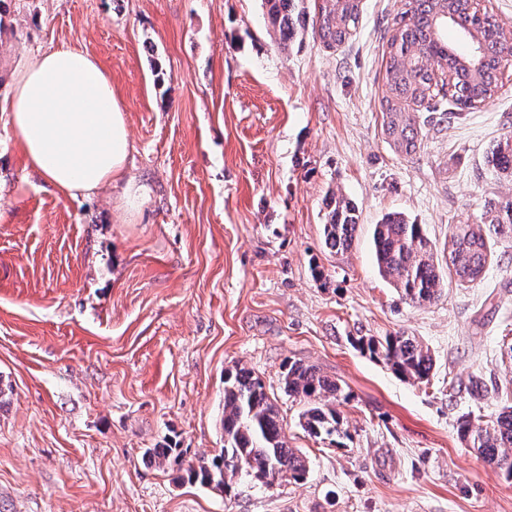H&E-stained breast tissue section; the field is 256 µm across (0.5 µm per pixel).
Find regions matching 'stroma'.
<instances>
[{
  "mask_svg": "<svg viewBox=\"0 0 512 512\" xmlns=\"http://www.w3.org/2000/svg\"><path fill=\"white\" fill-rule=\"evenodd\" d=\"M283 44L264 0H13L0 19V512H512V483L466 448L458 416L512 401V242L480 280L411 306L377 270L372 229L403 213L437 245L512 195L489 148L512 134V66L489 104L422 140L383 132L384 53L405 0H361L350 39ZM71 46L107 70L132 149L125 176L68 198L33 173L8 125L15 68ZM140 190L127 206V183ZM358 207L350 248L324 243L326 201ZM322 278H315V271ZM404 332L434 358L413 385L354 347ZM342 385L349 439L310 438L281 384L288 361ZM275 398L306 480L185 481L224 446V372ZM480 378L481 400L449 394ZM178 448L163 468L145 451Z\"/></svg>",
  "mask_w": 512,
  "mask_h": 512,
  "instance_id": "1",
  "label": "stroma"
}]
</instances>
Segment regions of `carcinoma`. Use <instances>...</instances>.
I'll list each match as a JSON object with an SVG mask.
<instances>
[{"mask_svg":"<svg viewBox=\"0 0 512 512\" xmlns=\"http://www.w3.org/2000/svg\"><path fill=\"white\" fill-rule=\"evenodd\" d=\"M302 0H265L268 15L283 41L304 29L298 8ZM361 0H325L314 34L327 46L349 40L358 23ZM451 27L460 41L451 46L443 30ZM386 94L381 106L386 115L385 134L396 151L410 155L421 146L415 116L402 108L413 102L429 107L436 71L448 73L450 98L459 110L478 109L498 94L504 69L512 60V43L503 36L497 18L479 8L475 0H407V9L395 20L387 39ZM486 165L512 178V137L488 150ZM322 224L326 246L344 250L352 245L358 228L356 206L333 196ZM512 240V197L494 199L484 206L480 220L453 224L448 244L437 248L422 225L401 213H389L373 225L372 242L379 275L404 302L423 306L437 302L452 283L479 279L493 257V245ZM357 347L384 363L399 378L429 382L433 358L413 336H361ZM283 389L303 403L300 425L316 439L349 438L344 416L336 409L341 384L324 375L319 366L290 361L282 372ZM224 448L186 469V479L230 495L234 479L301 482L309 473L308 461L289 447L280 411L263 381L253 372L234 367L224 374V411L221 419ZM458 438L509 483H512V405L488 420L464 414L457 420ZM158 466L177 461L172 448H149Z\"/></svg>","mask_w":512,"mask_h":512,"instance_id":"carcinoma-1","label":"carcinoma"}]
</instances>
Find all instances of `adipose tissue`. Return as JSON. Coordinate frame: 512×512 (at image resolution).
Wrapping results in <instances>:
<instances>
[{
	"mask_svg": "<svg viewBox=\"0 0 512 512\" xmlns=\"http://www.w3.org/2000/svg\"><path fill=\"white\" fill-rule=\"evenodd\" d=\"M10 127L28 167L69 197L121 179L132 145L112 79L90 54L62 46L17 69Z\"/></svg>",
	"mask_w": 512,
	"mask_h": 512,
	"instance_id": "adipose-tissue-1",
	"label": "adipose tissue"
}]
</instances>
